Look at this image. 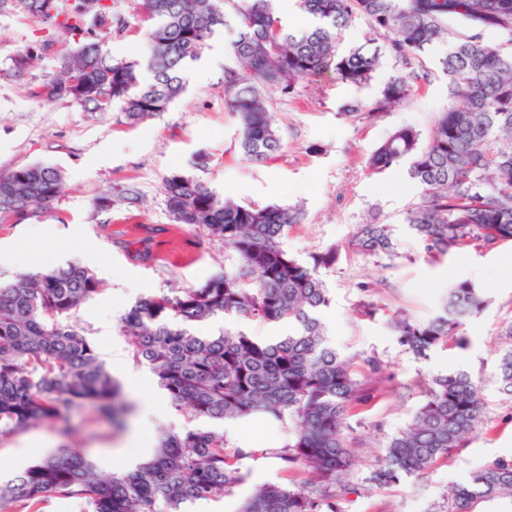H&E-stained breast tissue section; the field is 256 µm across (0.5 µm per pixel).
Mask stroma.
Returning a JSON list of instances; mask_svg holds the SVG:
<instances>
[{"label":"stroma","instance_id":"35a3bbf8","mask_svg":"<svg viewBox=\"0 0 512 512\" xmlns=\"http://www.w3.org/2000/svg\"><path fill=\"white\" fill-rule=\"evenodd\" d=\"M108 3L113 14L132 24L123 35H109L106 48L118 58L140 59L147 25L132 19L137 0ZM74 46L71 38L54 40L51 22L29 14L16 0L0 8V172L35 162L65 172L63 193L51 209L0 223V284L61 261L90 267L100 291L72 321L96 345L123 394L136 402L159 385L149 368L133 359L119 333L121 318L138 297L199 287L236 263L234 252L206 230L171 223L165 177L183 171L242 205L298 208L304 218L289 227L282 247L305 263L313 254L335 250V264L321 272L331 297L323 320L355 377L373 389L347 420L355 466L336 488L342 512H444L452 485L467 482L488 461L512 457V396L503 393L497 375L501 335L512 323V273L502 268L512 241L428 257L402 222L421 193L407 163L380 173L366 165L375 146L397 127L413 126L421 143L429 142L438 113L448 107V77L434 55L416 60L408 102L376 115L366 111V104L401 71L388 54L360 89L331 73L299 80L287 92L267 89L284 149L274 160L254 165L241 159L238 125L224 102L223 40L214 41L190 67L185 93L167 112L135 126L124 124L118 111L91 113L74 103L34 97V90L56 76L59 57ZM26 53L32 56L28 68L15 71V58ZM357 102L363 111L349 112ZM199 153L209 160L197 168L192 161ZM116 184L134 186L142 203L117 202L109 211L95 210V199ZM373 213L394 227L393 257L369 258L349 247L357 225ZM143 244L148 252L137 256L135 249ZM462 281L472 283L488 301L463 327L467 346H441L425 358L406 352L389 320L434 317L448 286ZM133 282L139 295L129 292ZM364 302L374 303L373 315L361 314ZM369 357L380 361L381 373L371 374L365 364ZM455 370L468 372L482 385L483 429L425 474L384 487L371 485L369 474L387 440L411 421L432 377ZM71 424L69 436L48 427L1 440L0 479L64 445L83 449L104 473H124L125 430L111 427L90 407L75 412ZM275 439L287 441L285 426L261 416L247 418L240 437L231 441L250 450L241 462L243 481L223 500L190 505L188 512H240L262 485L304 486L306 473L282 468L271 446Z\"/></svg>","mask_w":512,"mask_h":512}]
</instances>
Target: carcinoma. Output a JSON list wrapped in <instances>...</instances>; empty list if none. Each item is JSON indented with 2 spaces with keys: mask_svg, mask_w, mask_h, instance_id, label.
Masks as SVG:
<instances>
[{
  "mask_svg": "<svg viewBox=\"0 0 512 512\" xmlns=\"http://www.w3.org/2000/svg\"><path fill=\"white\" fill-rule=\"evenodd\" d=\"M18 2L78 37L36 97L74 102L86 112L117 108L127 124L166 112L184 92L192 64L224 31L233 32L225 103L240 125L241 157L254 164L283 150L264 87L288 91L329 71L356 88L370 81L379 50L365 44L341 49L352 19L364 16L390 34L386 51L404 68L434 53L449 78L451 104L429 143L421 145L418 131L402 126L367 160L375 172L409 163L422 192L403 223L431 258L512 240V54L483 38L488 29L512 34V0H299L309 19L302 28L283 21L275 0H141L151 43L142 61L117 59L104 48L105 36L130 27L107 6L88 10L73 0L64 11L57 0ZM449 19L472 34H450ZM409 78H390L371 111L404 102ZM64 183L63 171L44 163L0 172V221L49 208ZM163 193L173 223L206 229L233 250L236 264L199 288L149 295L132 307L119 331L134 360L148 365L178 412L213 421L260 412L288 424L291 439L277 458L286 469H303L309 482L293 489L264 485L242 512H340L328 488L354 466L347 413L369 389L329 342L321 318L331 298L320 269L334 265L336 253H318L309 263L288 255L281 239L302 220L294 207L239 205L179 171L166 177ZM116 198L136 200L130 188L117 185L95 208L109 210ZM393 238V225L373 219L358 225L350 246L365 257H390ZM97 292L93 271L77 261L0 285V440L65 422L85 405L116 426L132 414L96 346L70 320ZM484 306L479 290L460 282L448 289L436 317L398 316L390 327L400 346L425 357L450 340L463 346L464 320ZM217 317L286 321L291 328L264 342L242 330L195 331ZM506 336L498 375L512 393V324ZM484 418L481 386L469 373L435 375L411 422L387 441L371 481L382 487L425 473L458 451ZM249 456L212 428L188 426L164 433L153 458L136 470L105 477L87 455L63 447L0 481V512H43L50 498L71 500L79 512H183L188 503L223 499L242 480L240 462ZM501 498L512 502V458L495 459L453 486L444 512H473L475 503Z\"/></svg>",
  "mask_w": 512,
  "mask_h": 512,
  "instance_id": "1",
  "label": "carcinoma"
}]
</instances>
